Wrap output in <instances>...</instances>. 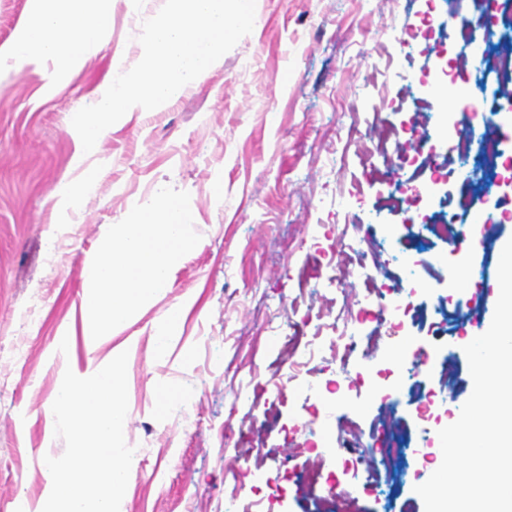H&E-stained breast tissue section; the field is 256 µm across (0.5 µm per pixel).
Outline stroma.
I'll use <instances>...</instances> for the list:
<instances>
[{"instance_id":"35a3bbf8","label":"stroma","mask_w":512,"mask_h":512,"mask_svg":"<svg viewBox=\"0 0 512 512\" xmlns=\"http://www.w3.org/2000/svg\"><path fill=\"white\" fill-rule=\"evenodd\" d=\"M163 4L112 0L111 32L55 83L34 66L0 73V512H15L20 496L36 512L46 493L45 458L65 443L45 408L66 368L122 346L134 457L120 512H318L321 494L338 491L356 512H425L415 487L440 466L438 432L472 392L468 379L444 386L443 359L466 362L465 345L491 324L499 248L512 238V220L500 218L512 211V174L473 208L495 233L471 222L468 251L431 246L434 266L411 298L446 301L466 319L447 332L366 321L378 352L342 374L336 325L375 286L358 277L355 259L330 257L343 226L380 209L400 182L398 156L374 153L373 136L387 125L406 130L413 98H432L454 59L453 40L398 43L426 0H256L252 32L197 82L113 125L89 159L94 192L61 209L60 188L81 182L70 118L141 59L142 23ZM164 186L189 193L201 240L179 260L170 291L88 353L82 269L108 228ZM371 234L369 265L407 286L405 260L377 247L405 240L406 229L385 217ZM460 264L483 274L455 279ZM177 302L185 317L156 355L155 327ZM297 331L313 353L296 363L279 339ZM409 341L433 354L415 378L444 392L424 417L407 401L387 405L374 388L401 379L405 364L391 356ZM158 382L177 394L164 411L149 393ZM397 423L431 465L391 501L375 490L388 476L378 433ZM315 452L330 476L321 491L298 479ZM340 454L364 459L358 477L341 473Z\"/></svg>"}]
</instances>
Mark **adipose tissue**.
Returning a JSON list of instances; mask_svg holds the SVG:
<instances>
[{
    "label": "adipose tissue",
    "instance_id": "1",
    "mask_svg": "<svg viewBox=\"0 0 512 512\" xmlns=\"http://www.w3.org/2000/svg\"><path fill=\"white\" fill-rule=\"evenodd\" d=\"M112 26V0H32L28 19L0 45V70L55 62L76 68Z\"/></svg>",
    "mask_w": 512,
    "mask_h": 512
}]
</instances>
